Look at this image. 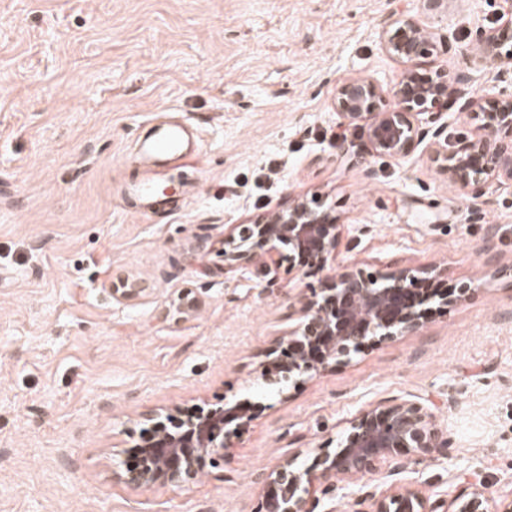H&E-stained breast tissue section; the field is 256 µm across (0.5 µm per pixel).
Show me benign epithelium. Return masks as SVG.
Masks as SVG:
<instances>
[{
    "label": "benign epithelium",
    "instance_id": "1",
    "mask_svg": "<svg viewBox=\"0 0 512 512\" xmlns=\"http://www.w3.org/2000/svg\"><path fill=\"white\" fill-rule=\"evenodd\" d=\"M499 23L477 32L480 58L498 63L499 75L512 73V0H502ZM450 36L423 28L404 11L390 8L381 25L380 44L392 59L404 65L390 87L370 78L348 77L336 84L334 103L343 124L357 127L366 137L363 152L399 159L425 139L435 149L432 158L442 162L448 180L466 194L481 198L494 181H512V97L479 94L469 76L453 78L443 68L423 70L418 60L448 49ZM455 96L458 111L477 121L475 134L448 143L446 126L420 125L419 116L433 121ZM392 107H383L386 100ZM341 234V224L319 201L293 198L264 218L230 224L224 230V279L251 266L273 282L281 263L299 271L316 268L326 272L321 288L304 298L296 309L298 323L283 337L288 355L261 364L262 372L280 379L320 373L349 355L369 336L391 339L415 333L423 326L426 295L417 288L421 277L443 280L448 269L414 270L399 265L367 274L352 266L328 272ZM199 298L180 293L169 309L183 319L193 316ZM253 419L237 404L202 411L174 422L171 430L156 423L157 433L139 445L134 464L116 478L134 487H148L162 479L182 486L198 479L206 462L222 460L231 433ZM448 447V433L437 424L434 411L420 400L395 398L358 411L336 453L325 456L315 474L302 473L287 460L263 474V485L276 496L262 502L264 512H313L311 493L318 484L339 478H358L389 468L388 476L401 474L397 462L418 460ZM491 493L462 489L447 500L434 499L400 486L386 494L369 493V512H487Z\"/></svg>",
    "mask_w": 512,
    "mask_h": 512
}]
</instances>
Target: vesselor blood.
I'll return each mask as SVG.
<instances>
[{"mask_svg":"<svg viewBox=\"0 0 512 512\" xmlns=\"http://www.w3.org/2000/svg\"><path fill=\"white\" fill-rule=\"evenodd\" d=\"M193 139V130L188 124L166 122L154 127L150 135L138 141L135 160L143 168L144 175L132 186L131 194L137 199L141 213L166 211L176 214L181 211L182 200L158 199L156 176L160 169L196 155Z\"/></svg>","mask_w":512,"mask_h":512,"instance_id":"b4317fda","label":"vessel or blood"}]
</instances>
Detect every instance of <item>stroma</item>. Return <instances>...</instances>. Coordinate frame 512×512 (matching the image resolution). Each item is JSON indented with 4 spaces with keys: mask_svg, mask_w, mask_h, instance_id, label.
Masks as SVG:
<instances>
[{
    "mask_svg": "<svg viewBox=\"0 0 512 512\" xmlns=\"http://www.w3.org/2000/svg\"><path fill=\"white\" fill-rule=\"evenodd\" d=\"M398 5L455 33L437 64L512 96L496 64L472 63L500 0ZM387 12L388 0H0V512H257L258 473L290 458L313 468L360 409L395 396L430 397L448 430L447 448L408 464L407 487L489 489L490 512L512 498V182L476 200L428 146L363 164L360 129L335 138L337 81L388 85L402 70L379 43ZM177 120L195 127L198 157L167 177L198 194L176 215L138 214L125 194L141 176L135 139ZM293 197L334 209L337 267L441 264L444 288L472 293L324 372L265 381L293 298L323 274L225 280L224 227ZM124 279L141 293L118 303ZM185 288L198 314L167 316ZM227 401L255 409L232 464L180 487L113 480L153 413ZM387 487L369 474L316 492L315 512H366V493Z\"/></svg>",
    "mask_w": 512,
    "mask_h": 512,
    "instance_id": "35a3bbf8",
    "label": "stroma"
}]
</instances>
